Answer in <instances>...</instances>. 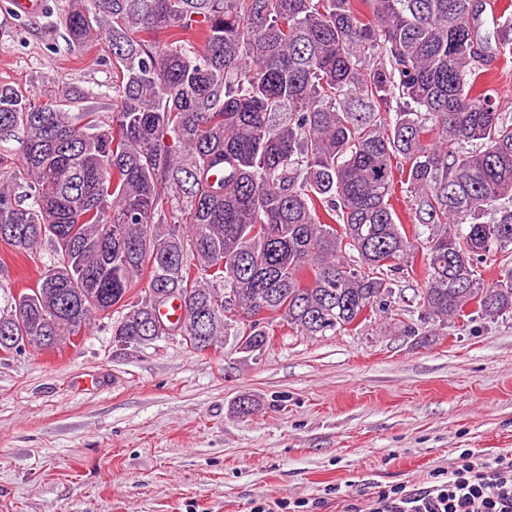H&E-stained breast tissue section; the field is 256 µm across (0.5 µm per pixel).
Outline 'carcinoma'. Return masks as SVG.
Segmentation results:
<instances>
[{
	"label": "carcinoma",
	"mask_w": 512,
	"mask_h": 512,
	"mask_svg": "<svg viewBox=\"0 0 512 512\" xmlns=\"http://www.w3.org/2000/svg\"><path fill=\"white\" fill-rule=\"evenodd\" d=\"M486 4L58 0L71 50L106 45L116 107L0 85V241L51 247L0 308V353L112 316L132 345L252 355L280 324L335 336L386 314L445 336L512 315V265L480 273L512 247V119L473 94L512 55V14L484 33ZM419 251L408 299L395 276ZM158 288L183 306L168 331L146 329Z\"/></svg>",
	"instance_id": "1"
}]
</instances>
